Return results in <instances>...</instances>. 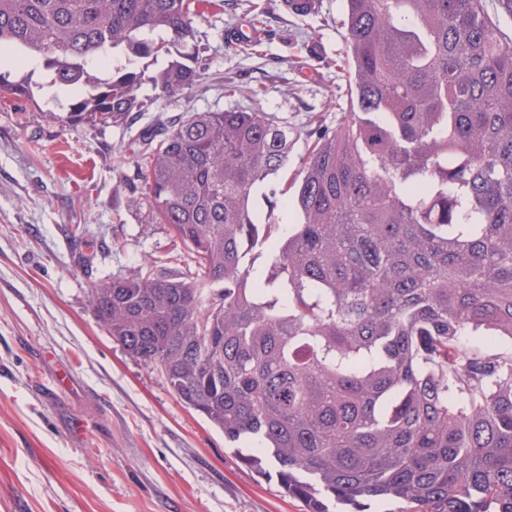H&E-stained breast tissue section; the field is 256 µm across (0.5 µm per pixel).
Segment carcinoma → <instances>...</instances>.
I'll return each instance as SVG.
<instances>
[{
  "label": "carcinoma",
  "mask_w": 512,
  "mask_h": 512,
  "mask_svg": "<svg viewBox=\"0 0 512 512\" xmlns=\"http://www.w3.org/2000/svg\"><path fill=\"white\" fill-rule=\"evenodd\" d=\"M191 4L0 0V52L84 91L67 123L117 124L142 109L133 59L176 54L164 95L200 80ZM344 28L347 108L295 180L272 185L291 141L266 113L186 115L137 165L193 269L91 305L308 512H512V37L482 0H345ZM112 53V80L85 71Z\"/></svg>",
  "instance_id": "carcinoma-1"
}]
</instances>
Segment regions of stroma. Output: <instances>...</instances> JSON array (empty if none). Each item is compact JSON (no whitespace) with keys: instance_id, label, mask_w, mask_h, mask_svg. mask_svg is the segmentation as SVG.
Listing matches in <instances>:
<instances>
[{"instance_id":"stroma-1","label":"stroma","mask_w":512,"mask_h":512,"mask_svg":"<svg viewBox=\"0 0 512 512\" xmlns=\"http://www.w3.org/2000/svg\"><path fill=\"white\" fill-rule=\"evenodd\" d=\"M201 81L161 96V54L136 59L142 111L69 125L73 98L45 61L0 95V512H305L276 480L187 408L161 371L98 323L92 288L186 255L158 223L136 165L151 132L189 112L255 110L293 139L292 182L310 130L347 105L343 0L307 16L280 0H194ZM245 44L231 43L237 30Z\"/></svg>"}]
</instances>
